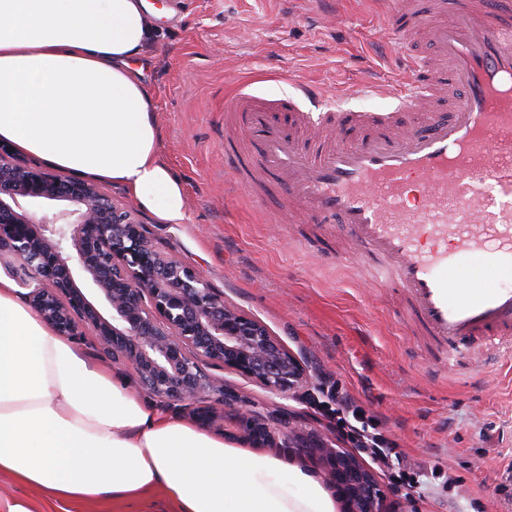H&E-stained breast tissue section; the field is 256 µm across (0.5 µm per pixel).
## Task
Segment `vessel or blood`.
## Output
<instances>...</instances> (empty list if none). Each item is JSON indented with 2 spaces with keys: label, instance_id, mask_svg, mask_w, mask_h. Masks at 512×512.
Here are the masks:
<instances>
[{
  "label": "vessel or blood",
  "instance_id": "b4317fda",
  "mask_svg": "<svg viewBox=\"0 0 512 512\" xmlns=\"http://www.w3.org/2000/svg\"><path fill=\"white\" fill-rule=\"evenodd\" d=\"M436 47L409 58L408 87L396 114L327 110L303 101L300 85L273 100L241 92L225 111L247 131L255 160L225 159L236 182L250 170L288 185L303 223L348 225L365 265L407 294L450 360L480 340L512 353V0H484L453 23L419 11ZM446 91L448 107L433 97ZM482 255L499 281L472 287L465 259Z\"/></svg>",
  "mask_w": 512,
  "mask_h": 512
}]
</instances>
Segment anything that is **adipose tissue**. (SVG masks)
<instances>
[{
  "mask_svg": "<svg viewBox=\"0 0 512 512\" xmlns=\"http://www.w3.org/2000/svg\"><path fill=\"white\" fill-rule=\"evenodd\" d=\"M145 0H0V142L83 180L127 187L160 220L185 218L159 158L137 63ZM52 502L162 492L173 512H337L295 456L212 435L56 334L0 277V474Z\"/></svg>",
  "mask_w": 512,
  "mask_h": 512,
  "instance_id": "adipose-tissue-1",
  "label": "adipose tissue"
}]
</instances>
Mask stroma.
Instances as JSON below:
<instances>
[{"label": "stroma", "instance_id": "obj_1", "mask_svg": "<svg viewBox=\"0 0 512 512\" xmlns=\"http://www.w3.org/2000/svg\"><path fill=\"white\" fill-rule=\"evenodd\" d=\"M156 41L142 81L156 105L159 156L180 180L186 219L161 222L124 186L102 183L153 245L195 269L225 301L306 365L311 382L274 397L229 370L211 375L253 409L299 414L328 444L354 445L328 414L347 394L380 420L411 489L372 467L387 501L406 512H512V360L480 342L451 366L408 310L406 297L368 277L344 224H291L285 185L252 198L224 162L228 90L264 99L313 84L328 104L394 109L407 81L404 45L376 0H148Z\"/></svg>", "mask_w": 512, "mask_h": 512}]
</instances>
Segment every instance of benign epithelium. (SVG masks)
I'll list each match as a JSON object with an SVG mask.
<instances>
[{
	"label": "benign epithelium",
	"mask_w": 512,
	"mask_h": 512,
	"mask_svg": "<svg viewBox=\"0 0 512 512\" xmlns=\"http://www.w3.org/2000/svg\"><path fill=\"white\" fill-rule=\"evenodd\" d=\"M0 150V256L20 262L39 281L28 303L68 338L94 332L105 358L131 366L141 387L168 405H195V421L209 426L231 410L245 425L241 439L270 448H295L326 461L348 512H401L383 503L374 475L342 448L311 437L300 417L275 407L262 415L207 366L232 370L273 395L310 382L303 362L261 322L240 314L192 268L157 250L143 225L117 209L92 182L35 168ZM63 202L35 220L19 200ZM93 287L102 314L77 285Z\"/></svg>",
	"instance_id": "7a95c632"
}]
</instances>
